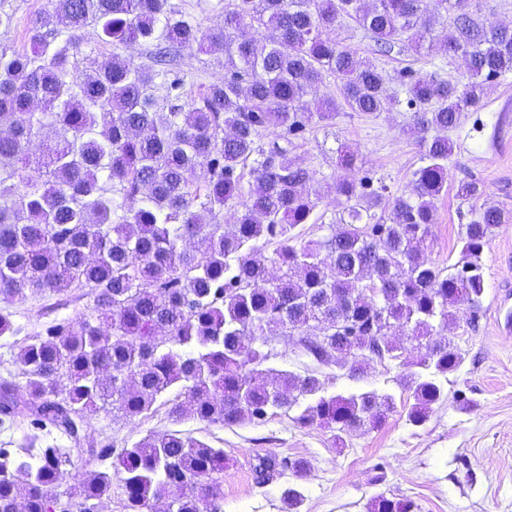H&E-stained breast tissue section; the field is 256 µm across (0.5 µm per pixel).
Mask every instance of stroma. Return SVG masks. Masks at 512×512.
Returning <instances> with one entry per match:
<instances>
[{
	"instance_id": "stroma-1",
	"label": "stroma",
	"mask_w": 512,
	"mask_h": 512,
	"mask_svg": "<svg viewBox=\"0 0 512 512\" xmlns=\"http://www.w3.org/2000/svg\"><path fill=\"white\" fill-rule=\"evenodd\" d=\"M47 0H0L12 14L11 29L0 28V43L27 45L30 18ZM448 33L440 23L432 49L373 57L389 91L402 93L400 72L411 68L460 83L462 59L445 55L441 44ZM412 111L399 104L392 111L362 114L341 107L335 120L313 125L303 136L284 140L281 130L262 132V145L287 142L288 156L313 171L320 183L333 182L340 170L337 149L347 145L357 156L353 178L370 177L387 185L393 195L408 193L421 154L409 134ZM448 193L435 203L428 257L441 266L457 262L458 231L469 220V206L456 196L459 180L472 178L485 190L484 202L512 210V74L495 80L481 110L464 113L450 132ZM485 290L479 315L468 306L453 310L454 319L440 336L464 354L449 373L445 398L420 427L409 424L413 403L403 389L402 367L369 362L359 379L323 366L319 377L326 394L375 390L391 394L394 407L381 426L353 433L336 447L329 432L299 427L291 414L269 416L259 425L218 427L186 416L175 421L167 406L150 417L126 418L105 407L93 415L82 433L88 447L111 442L123 446L149 434L178 430L224 451L222 512H287L283 493L295 486L304 496L301 512H368L379 495L412 500L416 512H512V333L499 330L512 319V221L495 228L483 254ZM276 455L307 462L304 478L284 473L257 486L253 467L258 457Z\"/></svg>"
}]
</instances>
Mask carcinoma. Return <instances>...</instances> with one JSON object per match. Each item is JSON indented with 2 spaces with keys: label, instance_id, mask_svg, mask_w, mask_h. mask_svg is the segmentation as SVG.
Returning a JSON list of instances; mask_svg holds the SVG:
<instances>
[{
  "label": "carcinoma",
  "instance_id": "carcinoma-1",
  "mask_svg": "<svg viewBox=\"0 0 512 512\" xmlns=\"http://www.w3.org/2000/svg\"><path fill=\"white\" fill-rule=\"evenodd\" d=\"M424 2L224 0L222 24L205 31L175 0H47L29 22L28 48L0 43V129H8L0 135V293L56 306L90 299L89 313L25 339L16 362L27 401H17L13 382H0V421L30 426L17 452L0 448V512H93L115 485L130 512H217L224 451L179 430L120 449L113 470L93 472L75 492L57 490L70 452L40 447L41 431L77 445L79 427L109 402L135 418L177 388L170 417L189 413L222 427L297 407L294 422L339 441L377 427L393 408L392 396L375 390L326 396L314 370L265 367L266 345L281 336L297 337L313 361L352 379L372 356L388 357L406 369L408 421L427 422L444 400L443 379L463 361L435 335L448 327L449 308L480 310L484 248L509 219L497 205L472 208L453 269L428 258L453 149L443 132L512 71V27L480 23L462 0H436L435 14ZM444 12L452 13L445 49L467 61L468 79L401 74L425 162L410 193L388 195L340 175L333 188L349 221L303 239L297 228L316 207L315 174L288 148L265 151L257 138L269 129L298 137L314 121L335 120L336 98H321L313 111L305 101L328 76L341 81L352 111H388L396 99L382 72L341 48L336 26L349 18L377 51L419 54ZM89 26L97 45L112 48L102 67L82 55ZM132 42L146 45L149 65L117 53ZM194 48L219 55L224 81L201 84L184 101L177 62ZM35 139L43 151L32 157ZM251 158L243 202L241 166ZM31 166L39 178L23 174ZM483 195L476 180L458 184L463 201ZM236 206L243 211L226 230L224 209ZM191 238L192 254L184 249ZM313 322L326 327L320 343L305 339ZM400 331L417 342L414 362L402 361L404 346L392 341ZM253 471L264 485L285 471L302 478L307 468L263 456ZM172 486L191 493L172 494ZM371 512H413V504L380 496Z\"/></svg>",
  "mask_w": 512,
  "mask_h": 512
}]
</instances>
